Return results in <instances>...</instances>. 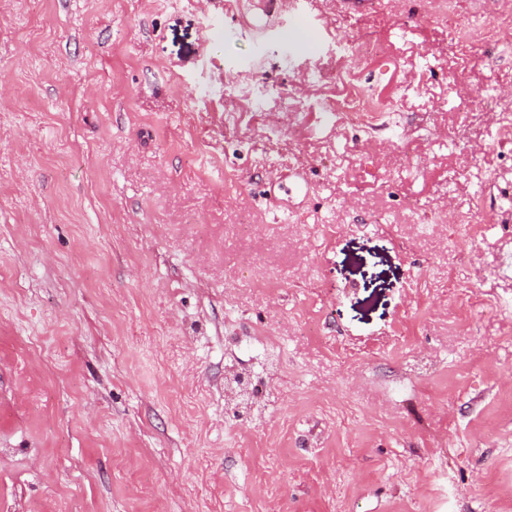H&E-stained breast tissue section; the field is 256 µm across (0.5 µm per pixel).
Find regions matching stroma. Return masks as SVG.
I'll return each instance as SVG.
<instances>
[{"label":"stroma","mask_w":512,"mask_h":512,"mask_svg":"<svg viewBox=\"0 0 512 512\" xmlns=\"http://www.w3.org/2000/svg\"><path fill=\"white\" fill-rule=\"evenodd\" d=\"M509 111L512 0H0V512H512Z\"/></svg>","instance_id":"stroma-1"}]
</instances>
